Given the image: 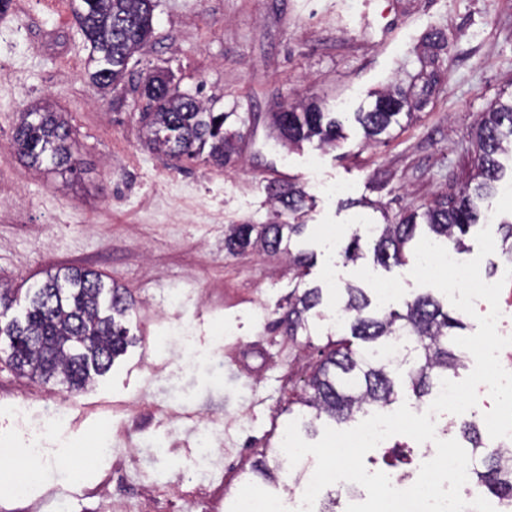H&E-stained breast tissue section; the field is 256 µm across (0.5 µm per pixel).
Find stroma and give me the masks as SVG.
Instances as JSON below:
<instances>
[{"label":"stroma","mask_w":512,"mask_h":512,"mask_svg":"<svg viewBox=\"0 0 512 512\" xmlns=\"http://www.w3.org/2000/svg\"><path fill=\"white\" fill-rule=\"evenodd\" d=\"M88 51L71 0H15L0 10V285L8 317L49 273L81 267L127 288L135 306L124 355L83 389L44 384L0 363V448H28L27 426L52 405L70 412L47 440L26 500L0 479V512H230L259 454L279 447L291 410L331 342L345 284L386 309L426 294L402 265L381 266L371 237L362 256L343 246L359 228L388 224L458 193L472 168L470 131L496 100L512 99V0H157L154 36L116 90L88 82ZM168 69L181 91L227 113L237 152L222 167L177 162L144 143L133 85ZM397 85L426 92L423 108L366 141L355 120ZM303 99L335 112V144L288 146L272 133L281 104ZM49 103L67 120L82 174L29 167L15 152L22 112ZM305 193L282 213L269 182ZM302 224L312 257L297 272L286 254L224 251L232 224ZM318 287L309 337L291 339L278 318L296 289ZM25 407L18 421L17 407ZM215 448L199 471V423ZM111 435L112 454L72 472L76 450Z\"/></svg>","instance_id":"35a3bbf8"}]
</instances>
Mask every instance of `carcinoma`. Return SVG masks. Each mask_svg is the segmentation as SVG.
<instances>
[{
	"mask_svg": "<svg viewBox=\"0 0 512 512\" xmlns=\"http://www.w3.org/2000/svg\"><path fill=\"white\" fill-rule=\"evenodd\" d=\"M72 5L90 46L86 70L90 83L101 91L117 89L127 76L129 60L153 37L156 0H72ZM142 96L146 105L141 122L151 149L176 161L204 152L216 166L231 161L236 134L224 131L227 115L211 111L180 91L171 73L148 74ZM406 104L402 93L390 92L378 97L372 108L355 113L366 139L374 141L399 123ZM274 127L276 138L290 144L316 137L329 145L341 130L333 113L316 104L274 113ZM472 140L479 181L465 185L452 198L425 205L421 213L411 210L393 224L375 226L374 255L380 265L403 262L404 249L415 239L420 220L435 237L461 248L462 236L477 224L474 199L497 189L502 171L499 156L512 154V100L485 112ZM13 143L17 154L32 167L73 177L80 173L68 124L45 107H34L21 116ZM268 192L288 211L302 207L303 192L289 183L274 181ZM304 229L303 224H233L224 233V250L232 255L252 250L286 252L301 268L309 256L292 252L291 243ZM344 294L340 311L349 321L351 336L364 346L359 350L336 347L324 354L299 399L311 410V419L326 415L348 424L368 407L386 408L395 401L398 379L421 399L431 394L440 378L464 366L450 336L465 324L444 311L432 296H418L400 311L379 312L371 309L364 289L348 284ZM320 304L318 288H307L295 297L279 320L285 333L293 339L308 333L310 315ZM133 307L126 289L105 284L94 272L69 268L50 273L29 292L23 316L0 324V336L7 338L10 348L6 364L31 380L57 379L79 390L92 375L109 372L127 349L129 331L124 319ZM395 339L403 340L406 347L390 363L381 355ZM460 428L470 447L482 446L475 421L464 420ZM474 474L488 492L512 504V451L482 453Z\"/></svg>",
	"mask_w": 512,
	"mask_h": 512,
	"instance_id": "carcinoma-1",
	"label": "carcinoma"
}]
</instances>
